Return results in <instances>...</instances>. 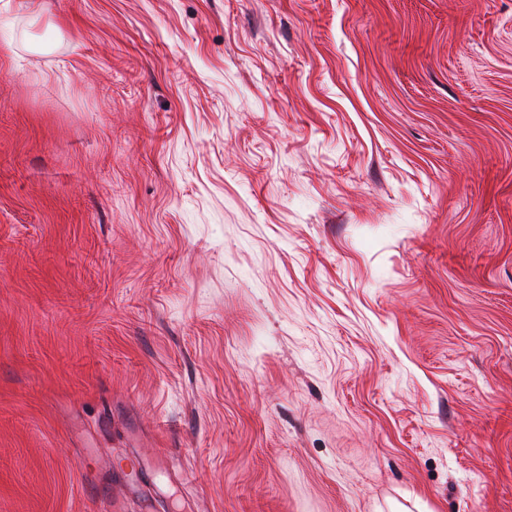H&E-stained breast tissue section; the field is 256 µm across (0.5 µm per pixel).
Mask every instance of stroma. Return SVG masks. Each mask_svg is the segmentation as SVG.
I'll return each mask as SVG.
<instances>
[{
    "label": "stroma",
    "mask_w": 512,
    "mask_h": 512,
    "mask_svg": "<svg viewBox=\"0 0 512 512\" xmlns=\"http://www.w3.org/2000/svg\"><path fill=\"white\" fill-rule=\"evenodd\" d=\"M32 1L0 512H512V0Z\"/></svg>",
    "instance_id": "1"
}]
</instances>
